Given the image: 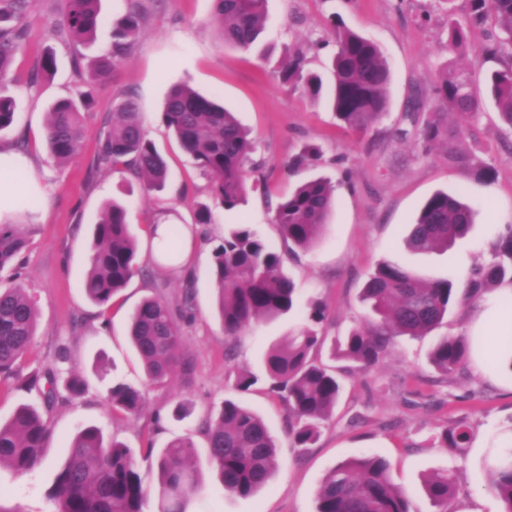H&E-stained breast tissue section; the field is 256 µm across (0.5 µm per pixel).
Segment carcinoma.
Returning <instances> with one entry per match:
<instances>
[{"label":"carcinoma","instance_id":"obj_1","mask_svg":"<svg viewBox=\"0 0 512 512\" xmlns=\"http://www.w3.org/2000/svg\"><path fill=\"white\" fill-rule=\"evenodd\" d=\"M126 15L112 26L110 51L100 57L86 78L88 89L76 98L54 101L47 112L46 142L51 159L65 163L77 155L86 111L95 86L127 58L144 23L140 0H130ZM464 16L448 23V47L463 48L470 31L493 19L498 33L485 53L504 60L488 84L502 121L512 130V0H467ZM29 0H0V131L15 121L16 101L4 93L14 57L26 38L22 25L7 22L22 17ZM101 23L100 0H65L60 35L84 44ZM212 24L224 43L252 50L267 27L266 0H215ZM332 58L333 83L324 90L320 75L305 70L300 50L279 66L283 85L316 100L327 96L340 124L356 133H367L386 115L390 64L374 40L342 24L335 25ZM480 107L467 71L445 72L430 94L416 93L408 107L417 127L419 143L428 151L445 144L448 163L471 168L488 178L491 171L468 152L456 148L467 137L469 120ZM458 121L448 125V113ZM162 122L173 133L196 167L208 180L209 202L197 204V225L213 222L214 210H230L245 198L248 171L258 170L254 141L234 113L215 98L187 85L167 95ZM319 148L308 146L285 165L288 175L316 159ZM97 162L137 181L144 191H160L167 163L148 138L133 96L122 95L103 132ZM335 207V186L318 177L299 182L285 194L273 214L282 236L296 248L309 250L323 237ZM474 223L471 207L458 195L432 194L411 224L406 242L416 252L448 248L469 233ZM26 225L0 224V272L13 266L23 250ZM178 224L161 241L159 257L175 262L176 243L183 237ZM138 246L127 223L126 206L112 200L105 204L94 225L89 269L82 282L86 298L105 308L135 276L151 277L138 263ZM211 276L217 312L224 326V361L234 360L233 340L247 326L285 316L297 308L298 289L284 271V257L250 224H235L211 250ZM512 282V227L499 238L494 260L473 269L471 283L462 289L446 278L427 281L400 262L378 263L361 291V302L370 311L362 324L333 341V356L348 363V373L367 370L382 361L401 336H424L464 302L482 300L484 290ZM328 312L320 302L310 304L299 324L272 342L263 364L269 391L282 403L288 436L297 448H309L330 420L342 382L317 361L327 337L319 335ZM38 326L35 303L19 282L0 288V376L16 379L27 391L36 390L47 405L59 397L54 381L40 387L36 373L21 375L22 359ZM129 335L144 366L146 377L161 383L175 373H189L191 364L180 357L182 336L168 303L147 297L131 316ZM468 352L463 336H446L430 353V364L443 377L455 373ZM259 378L250 371L236 372L235 390L247 393ZM112 413L137 414L143 405L139 389L122 382L108 390ZM200 429L207 440L208 457L224 491L242 497L264 487L277 467L276 443L263 419L237 399H226ZM49 424L32 404L19 405L8 421L0 422V467L19 474L43 459ZM447 448H467L471 429L457 422L443 434ZM153 463L158 471L156 512H186L187 503L201 489L196 467V446L189 436L172 440ZM489 489L500 501L501 512H512V446L491 448L486 456ZM424 491L437 512H448V501L457 494L450 471L435 473L424 482ZM56 512H144L147 491L130 448L105 441L100 428L80 426L68 440V457L51 490ZM316 512H415L408 493L390 478L389 465L378 454L340 462L323 479L317 492Z\"/></svg>","mask_w":512,"mask_h":512}]
</instances>
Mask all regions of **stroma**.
<instances>
[{
    "label": "stroma",
    "mask_w": 512,
    "mask_h": 512,
    "mask_svg": "<svg viewBox=\"0 0 512 512\" xmlns=\"http://www.w3.org/2000/svg\"><path fill=\"white\" fill-rule=\"evenodd\" d=\"M465 0H267V29L259 46L269 61L226 45L210 20L214 0H142L145 21L127 59L118 64L94 95L80 152L69 163L55 164L45 145L47 111L55 99L84 91L82 73L72 64L74 49L57 36L64 0H31L22 22L27 37L10 76L18 108L14 125L0 132V144L18 136L28 141L34 175L45 188L32 195V215L20 255L21 281L39 313L34 341L24 358L25 371L54 370L59 382L83 376L82 398L56 402L45 416L51 435L41 466L25 475L0 468V506L8 512H55L50 491L67 455L69 437L81 425L100 427L106 438L128 445L138 462L144 487L155 491L158 475L147 454L174 438L192 435L202 490L190 512H315L319 486L341 461L377 452L394 483L410 495L415 512H435L424 492L427 475L454 470L459 492L448 512H500L482 466L487 448L512 436V374L500 360L469 353L449 377L429 362L440 339L469 335L472 305L457 307L427 335L399 337L377 367L345 379L334 414L313 447L289 440L284 410L265 386L242 400L266 421L277 444L278 469L267 486L248 497L229 496L215 479L199 432L209 410L234 397L231 367L263 374L268 346L287 335L298 315L263 321L239 336L234 364L224 361V329L215 309L210 248L194 245L184 270L157 265L146 235L156 223L190 224L196 203L207 201L208 183L161 120L169 90L189 84L203 94H218L235 112L256 145L268 191L248 192L245 203L215 212L211 236L234 224H251L284 256L285 267L303 299L322 300L330 313L326 336H340L367 313L358 295L377 264L400 260L429 279H466L470 269L488 264L498 238L512 225V132L506 131L487 84L500 69L499 59L484 55L488 32L474 30L465 48L449 51L448 13ZM378 42L391 66L388 115L368 133L339 128L327 100H312L284 88L276 76L278 60L302 49L311 70L327 73L334 53L331 18ZM53 48L57 70L31 80L43 51ZM472 89L480 108L470 120L464 150L491 167V180L475 170L450 166L443 148L421 154L406 103L417 90L430 89L447 70L468 59ZM129 93L138 104L150 139L168 167L165 189L157 194L129 191L125 177L96 162L104 123L116 99ZM320 147L322 157L308 169L336 186V208L323 241L309 252L291 254V244L272 224L273 209L292 181L283 170L304 146ZM460 193L476 212L472 231L452 246L425 254L409 251L407 226L436 191ZM126 201L139 260L150 280L133 278L105 310L89 303L81 283L89 266L93 227L109 199ZM193 284L195 317L180 324L181 354L192 364L166 385L146 378L128 339L129 318L140 301L158 295L179 306L185 282ZM138 387L144 396L139 414L113 418L105 401L112 383ZM192 404L190 416L174 417L179 401ZM463 420L473 438L468 448L442 445L445 426Z\"/></svg>",
    "instance_id": "35a3bbf8"
}]
</instances>
